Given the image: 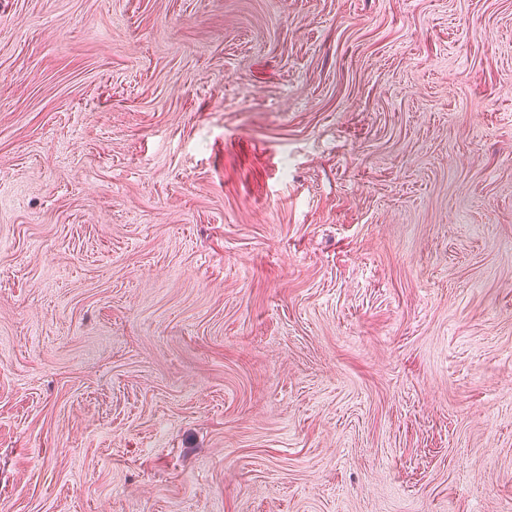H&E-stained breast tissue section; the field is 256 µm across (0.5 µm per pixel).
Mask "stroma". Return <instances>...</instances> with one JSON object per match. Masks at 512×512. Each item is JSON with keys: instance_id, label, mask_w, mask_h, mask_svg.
<instances>
[{"instance_id": "1", "label": "stroma", "mask_w": 512, "mask_h": 512, "mask_svg": "<svg viewBox=\"0 0 512 512\" xmlns=\"http://www.w3.org/2000/svg\"><path fill=\"white\" fill-rule=\"evenodd\" d=\"M0 512H512V0H0Z\"/></svg>"}]
</instances>
